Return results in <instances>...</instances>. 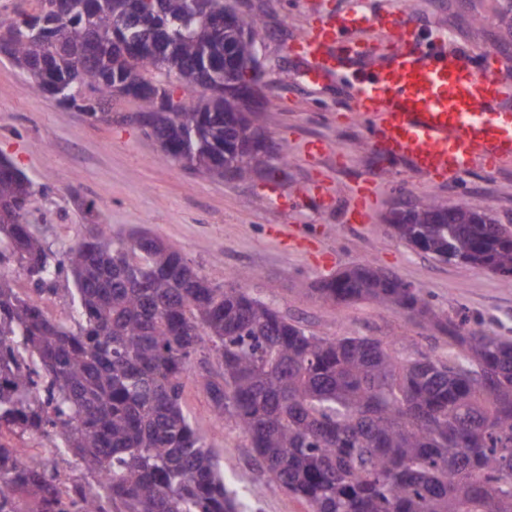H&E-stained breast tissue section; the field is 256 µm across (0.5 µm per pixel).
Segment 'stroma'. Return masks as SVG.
I'll return each mask as SVG.
<instances>
[{
  "label": "stroma",
  "mask_w": 512,
  "mask_h": 512,
  "mask_svg": "<svg viewBox=\"0 0 512 512\" xmlns=\"http://www.w3.org/2000/svg\"><path fill=\"white\" fill-rule=\"evenodd\" d=\"M262 24L267 101L259 124L287 155L274 179L216 182L164 160L159 146L133 119L136 107L112 103L111 122L95 121L34 91L27 78L0 58V155L34 182L33 229L55 246L71 243L87 224L109 225L116 234L144 230L180 248L211 283L243 288L312 333L336 338L367 336L396 355L447 361V335L423 328L391 307L367 301L337 305L312 293L316 282L371 262L418 289L449 318L512 338V277L435 259L399 238L388 222L394 208L434 198L460 201L512 225V164L479 168L457 181L436 184L393 163L378 166L359 121L347 112L343 84L306 82L289 44L322 15L386 8L430 35L455 30L471 54L488 53L498 71L512 78V47L498 41L499 0H250ZM320 139L327 153L311 157L304 144ZM373 181L377 201L366 224H349L345 212L359 182ZM322 183L332 195L312 193ZM94 201L93 211L82 207ZM299 234L298 249L285 250L274 228ZM197 357L184 381L182 405L207 430L224 480L238 489L246 512H307L303 503L273 489L249 440L231 422L216 425L199 375L213 369Z\"/></svg>",
  "instance_id": "35a3bbf8"
}]
</instances>
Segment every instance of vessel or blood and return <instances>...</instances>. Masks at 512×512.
Wrapping results in <instances>:
<instances>
[{"label":"vessel or blood","instance_id":"b4317fda","mask_svg":"<svg viewBox=\"0 0 512 512\" xmlns=\"http://www.w3.org/2000/svg\"><path fill=\"white\" fill-rule=\"evenodd\" d=\"M384 53L368 52L365 32ZM306 81H344L349 112L363 123L379 160H392L434 181L476 166L512 161V79L489 65L429 41L389 10H353L321 18L288 47ZM376 202L371 181L353 192L348 220L368 223Z\"/></svg>","mask_w":512,"mask_h":512}]
</instances>
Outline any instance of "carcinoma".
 <instances>
[{"label": "carcinoma", "mask_w": 512, "mask_h": 512, "mask_svg": "<svg viewBox=\"0 0 512 512\" xmlns=\"http://www.w3.org/2000/svg\"><path fill=\"white\" fill-rule=\"evenodd\" d=\"M65 27L41 56L18 20L12 63L32 88L90 91L87 116L112 120V99L136 102V121L166 161L222 182L275 171L250 148L244 112L224 111L211 91L224 40L206 26L230 0H161L129 20L127 0H41ZM499 41L512 44V0ZM180 28L159 57L114 66L112 50L88 62L87 42L149 39ZM188 95L162 112L143 92ZM202 88L209 96L194 97ZM34 182L0 156V432L49 437L90 479L58 493V463H26L0 441V512H243L224 482L205 430L185 413L183 379L208 351L220 378L202 377L217 421L251 441L269 484L308 512H512V340L467 327L432 309L421 292L365 261L315 288L338 305L392 306L448 335L446 363L401 359L370 337L316 336L243 288L202 277L171 244L154 248L142 230L114 234L87 224L56 249L31 229ZM395 233L446 263L512 276V226L460 201L426 199L392 211ZM22 272L36 290L70 297L67 324L14 288ZM104 474L103 482L93 476Z\"/></svg>", "instance_id": "cac0c4a2"}]
</instances>
